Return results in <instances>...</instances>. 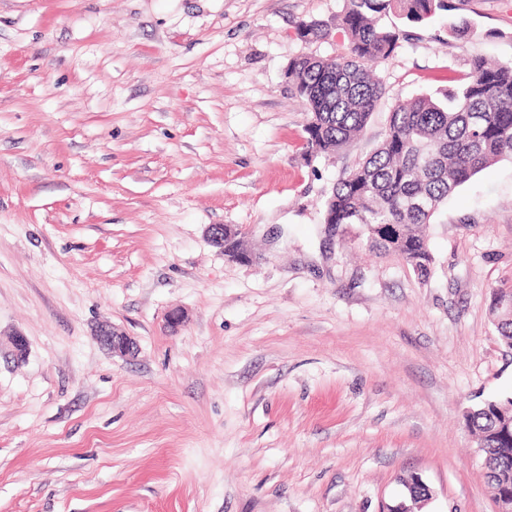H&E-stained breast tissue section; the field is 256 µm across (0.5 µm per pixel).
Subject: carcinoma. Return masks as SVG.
Masks as SVG:
<instances>
[{
	"instance_id": "1",
	"label": "carcinoma",
	"mask_w": 512,
	"mask_h": 512,
	"mask_svg": "<svg viewBox=\"0 0 512 512\" xmlns=\"http://www.w3.org/2000/svg\"><path fill=\"white\" fill-rule=\"evenodd\" d=\"M448 8V0H348L338 27L346 52L301 56L288 67L309 114L307 152L343 150L383 98L372 66L387 61L409 40V32L378 25L381 16L392 13L415 25ZM298 34L304 39L333 36L317 21L301 23ZM503 160H512V62L492 65L477 53L459 87L393 106L382 143L333 187L324 223L358 226L363 244L398 255L425 276L433 255L423 229L449 196ZM511 303L512 288L493 291L496 331L509 350ZM466 426L477 436L494 494L512 493V396L471 410Z\"/></svg>"
}]
</instances>
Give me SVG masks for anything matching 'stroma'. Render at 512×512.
<instances>
[{
  "label": "stroma",
  "instance_id": "1",
  "mask_svg": "<svg viewBox=\"0 0 512 512\" xmlns=\"http://www.w3.org/2000/svg\"><path fill=\"white\" fill-rule=\"evenodd\" d=\"M449 2L377 66L360 135L312 155L288 66L343 51L297 27L347 0H0V342L30 343L0 359V512H387L412 473L426 512H494L465 415L512 396V162L436 214L425 276L323 222L394 104L512 61V0ZM210 242L218 247L230 261L249 262L252 254L244 248V232L224 224H212L207 228ZM512 303V288H498L493 291L492 313L499 340L512 350V318L508 305ZM92 337L112 356L132 357L137 352V343L131 336L117 331L107 323L98 324L93 330Z\"/></svg>",
  "mask_w": 512,
  "mask_h": 512
}]
</instances>
